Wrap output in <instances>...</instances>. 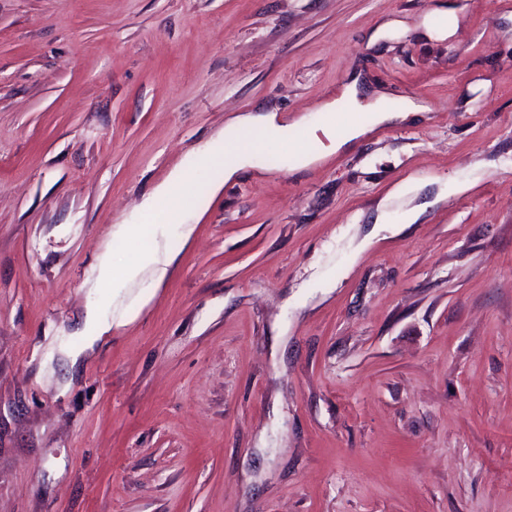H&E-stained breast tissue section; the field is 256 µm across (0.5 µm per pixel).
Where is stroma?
<instances>
[{"instance_id": "obj_1", "label": "stroma", "mask_w": 512, "mask_h": 512, "mask_svg": "<svg viewBox=\"0 0 512 512\" xmlns=\"http://www.w3.org/2000/svg\"><path fill=\"white\" fill-rule=\"evenodd\" d=\"M355 76L424 112L299 172L259 136L55 357L186 153ZM0 512H512V0H0Z\"/></svg>"}]
</instances>
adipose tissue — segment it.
Here are the masks:
<instances>
[{"label": "adipose tissue", "mask_w": 512, "mask_h": 512, "mask_svg": "<svg viewBox=\"0 0 512 512\" xmlns=\"http://www.w3.org/2000/svg\"><path fill=\"white\" fill-rule=\"evenodd\" d=\"M349 106L371 112L373 121L377 124L403 121L411 114L423 110L421 104L412 100L407 101L399 111L385 110L381 106L380 99L364 95L358 81L355 80L346 86L340 99L325 103L323 109L325 112L333 113ZM319 127L328 138V145H316L309 151L303 149L294 151V169L299 170L309 166L326 152L347 149L353 141L367 132L366 126L357 122L349 124L345 134L341 136L336 134L334 126L328 122H320ZM246 130L265 132L274 130L283 140L288 139L290 135L289 126L279 124L276 113L242 115L224 129L223 152L230 153V162H223L220 157L221 152L214 151L210 146L186 156L181 168L143 201L133 222L119 225L113 231V239L133 247L134 257L131 262L119 270L112 262L110 251H103L99 255L97 275L91 284L96 298L86 308L84 329L79 345L67 351L70 358H79L92 350L95 340L131 319V311L117 312L113 309L115 299L128 284L144 274L159 280L165 277L168 262L162 250L161 240L173 232L179 233L184 238L190 235V226L180 221L192 201L189 194L190 187L208 168L223 166V178L228 181L237 172L249 167L252 151L241 144L242 133Z\"/></svg>", "instance_id": "ef3b65f1"}]
</instances>
